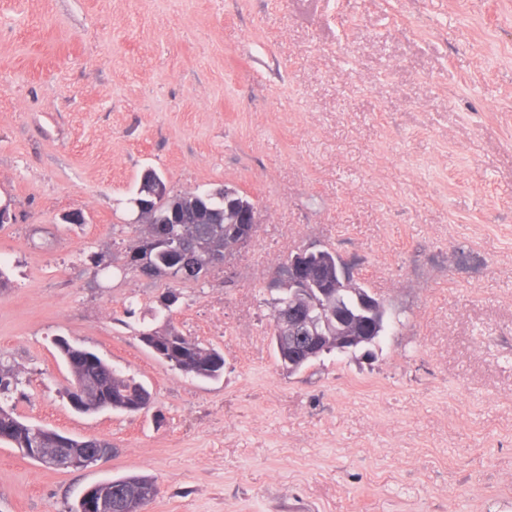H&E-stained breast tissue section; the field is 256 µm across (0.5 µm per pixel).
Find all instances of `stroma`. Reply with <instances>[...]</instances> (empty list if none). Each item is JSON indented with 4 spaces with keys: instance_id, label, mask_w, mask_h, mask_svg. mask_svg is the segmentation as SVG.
I'll return each instance as SVG.
<instances>
[{
    "instance_id": "stroma-1",
    "label": "stroma",
    "mask_w": 512,
    "mask_h": 512,
    "mask_svg": "<svg viewBox=\"0 0 512 512\" xmlns=\"http://www.w3.org/2000/svg\"><path fill=\"white\" fill-rule=\"evenodd\" d=\"M148 168L248 195L252 241L197 282L124 269ZM0 204L9 403L115 448L57 471L0 444V512L128 474L161 486L146 512H512V0H0ZM312 244L397 322L290 374L269 285ZM169 324L219 379L140 341ZM59 337L150 407L75 412ZM145 330H142L139 334L140 341L143 344L144 340L149 337L151 341L168 348L169 337H175L177 343L168 349V361L163 360L172 369L178 370L188 377L198 379L213 380L222 375L224 355L217 349L206 346L191 336H185L171 325H167L165 329L155 328L147 331L151 332L152 336H144V333H147L144 332Z\"/></svg>"
}]
</instances>
